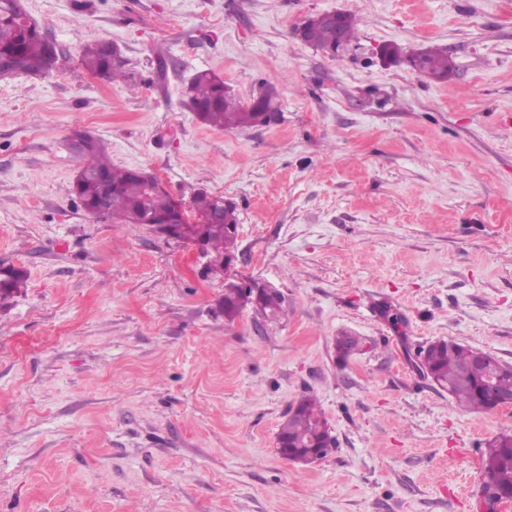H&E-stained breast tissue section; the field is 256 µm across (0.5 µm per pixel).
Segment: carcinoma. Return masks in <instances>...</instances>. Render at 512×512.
Returning a JSON list of instances; mask_svg holds the SVG:
<instances>
[{"instance_id":"carcinoma-1","label":"carcinoma","mask_w":512,"mask_h":512,"mask_svg":"<svg viewBox=\"0 0 512 512\" xmlns=\"http://www.w3.org/2000/svg\"><path fill=\"white\" fill-rule=\"evenodd\" d=\"M305 43L326 51L336 46V28L314 25L308 29ZM46 44L29 24V16L22 0H0V77L15 74L45 75ZM423 55L425 75L436 81L448 77V50L442 46H429L420 51ZM80 65L89 75L115 82L123 76L120 66L110 56L106 42H96L83 47ZM189 106L198 119L220 129H242L258 124L259 113L248 108L224 84L219 76L201 71L196 73L186 88ZM267 118L280 111L278 90L272 84L259 87ZM85 149L79 157L103 176L112 188L110 216L120 217L127 224H170L186 226L188 239L198 242L205 249L206 257L213 263L206 265V273L215 277L224 274L231 259L237 256V237L232 232L240 224L235 206L224 205L223 196L206 190L193 194L190 210L178 214L176 199L164 187L156 186V179L136 169L121 168L106 156L103 143L84 133ZM73 193L89 214L98 217L101 205V183L97 179L77 175ZM26 272L15 266L0 265V312L8 311L25 286ZM284 298L267 307L258 306L253 287L248 283L237 284L220 297L217 308L224 320L234 322L243 312L250 310L265 321L279 318ZM361 346L356 336L342 335L336 339L339 358L344 359ZM432 380L448 391L461 408L475 412L489 408L486 391L498 393L512 391V372L501 370L500 361L490 355L484 362L475 360V349L456 342L436 341L430 344L423 357ZM329 425L316 398L302 396L295 409L288 412L279 425L277 436L288 440V451L293 462L307 463L309 452L326 435ZM486 470L485 487L506 486L512 490V432L504 430L486 442L482 454Z\"/></svg>"}]
</instances>
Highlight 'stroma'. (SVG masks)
<instances>
[{
	"mask_svg": "<svg viewBox=\"0 0 512 512\" xmlns=\"http://www.w3.org/2000/svg\"><path fill=\"white\" fill-rule=\"evenodd\" d=\"M23 4L63 61L0 80V263L27 272L0 312V512H484L512 407L464 411L413 354L512 366V0ZM332 11L359 21L336 58L296 35ZM94 41L125 80L81 73ZM387 43L444 46L453 73L384 65ZM202 70L244 102L275 84L279 121L203 124L181 95ZM75 130L234 202L238 275L283 293L280 320L225 322L194 249L88 215ZM306 393L336 440L310 465L276 445Z\"/></svg>",
	"mask_w": 512,
	"mask_h": 512,
	"instance_id": "obj_1",
	"label": "stroma"
}]
</instances>
